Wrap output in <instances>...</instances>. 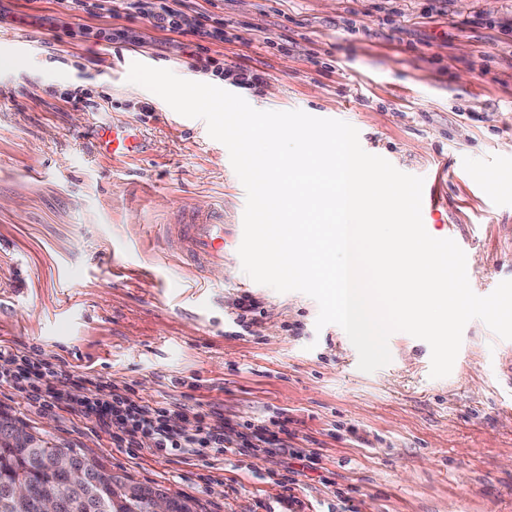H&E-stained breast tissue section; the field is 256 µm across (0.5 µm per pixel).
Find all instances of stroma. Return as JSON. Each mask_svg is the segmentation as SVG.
Masks as SVG:
<instances>
[{
    "instance_id": "35a3bbf8",
    "label": "stroma",
    "mask_w": 512,
    "mask_h": 512,
    "mask_svg": "<svg viewBox=\"0 0 512 512\" xmlns=\"http://www.w3.org/2000/svg\"><path fill=\"white\" fill-rule=\"evenodd\" d=\"M223 22L212 56L263 74L238 91L190 68L183 36L128 14H70L58 0H0V346L38 354L139 397L210 420L287 421L298 459L257 453H135L68 410L40 413L10 389L0 413L114 474L199 501L203 512H512V340L481 320L463 330L451 373L430 375L427 342L392 333L391 362L366 373L346 333L316 329L317 302L244 272L197 280L177 233L224 210V257L239 263L246 192L203 120L149 90L130 94L134 60L241 92L255 109L348 122L362 148L434 187L422 221L466 243L474 293L512 280V0H193ZM131 28L136 44L64 36ZM34 41L19 53L14 41ZM92 91L88 110L65 93ZM134 126L144 151L112 159L96 130ZM262 314L237 324L243 296ZM298 469L291 491L277 484Z\"/></svg>"
}]
</instances>
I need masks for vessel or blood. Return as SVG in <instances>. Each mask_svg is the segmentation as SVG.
<instances>
[{
    "label": "vessel or blood",
    "mask_w": 512,
    "mask_h": 512,
    "mask_svg": "<svg viewBox=\"0 0 512 512\" xmlns=\"http://www.w3.org/2000/svg\"><path fill=\"white\" fill-rule=\"evenodd\" d=\"M101 147L109 154L125 156L135 153L138 138L131 127L112 126L102 129ZM177 231L185 246V255L201 270L224 262V214L213 210L201 213Z\"/></svg>",
    "instance_id": "vessel-or-blood-1"
}]
</instances>
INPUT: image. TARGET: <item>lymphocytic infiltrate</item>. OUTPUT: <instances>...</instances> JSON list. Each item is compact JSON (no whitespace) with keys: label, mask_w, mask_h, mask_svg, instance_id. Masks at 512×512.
Returning a JSON list of instances; mask_svg holds the SVG:
<instances>
[{"label":"lymphocytic infiltrate","mask_w":512,"mask_h":512,"mask_svg":"<svg viewBox=\"0 0 512 512\" xmlns=\"http://www.w3.org/2000/svg\"><path fill=\"white\" fill-rule=\"evenodd\" d=\"M127 7L158 30L196 37L191 68L223 75L224 62L210 56L207 43L223 39L224 32L201 19L188 23L187 0H129ZM62 375L58 366L32 363L22 350L0 348V387L23 394L29 405L45 413L68 408L95 422L117 447L136 449L146 439L153 453L163 457L206 450L247 455L288 448L278 431L249 421L240 425L237 446L226 445L223 422L208 423L203 411L189 407L178 414L169 404L140 399L132 386L118 387L99 378L91 380L87 392L67 397L54 386Z\"/></svg>","instance_id":"1"}]
</instances>
